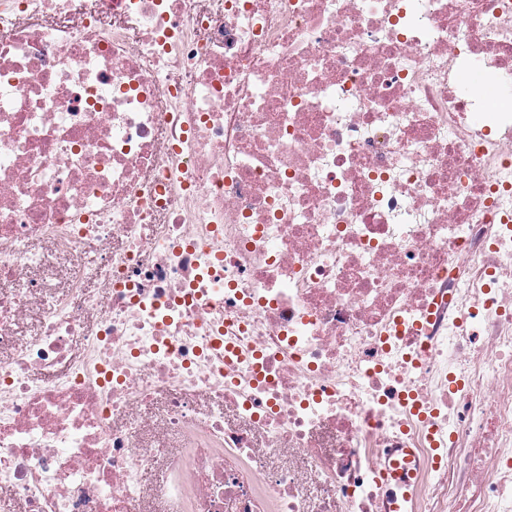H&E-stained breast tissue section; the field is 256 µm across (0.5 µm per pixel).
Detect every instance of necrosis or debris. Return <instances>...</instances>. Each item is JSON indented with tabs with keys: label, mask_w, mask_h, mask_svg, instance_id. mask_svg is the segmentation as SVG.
<instances>
[{
	"label": "necrosis or debris",
	"mask_w": 512,
	"mask_h": 512,
	"mask_svg": "<svg viewBox=\"0 0 512 512\" xmlns=\"http://www.w3.org/2000/svg\"><path fill=\"white\" fill-rule=\"evenodd\" d=\"M473 58L512 79V0H0V512H144L161 465L174 512H512Z\"/></svg>",
	"instance_id": "obj_1"
}]
</instances>
